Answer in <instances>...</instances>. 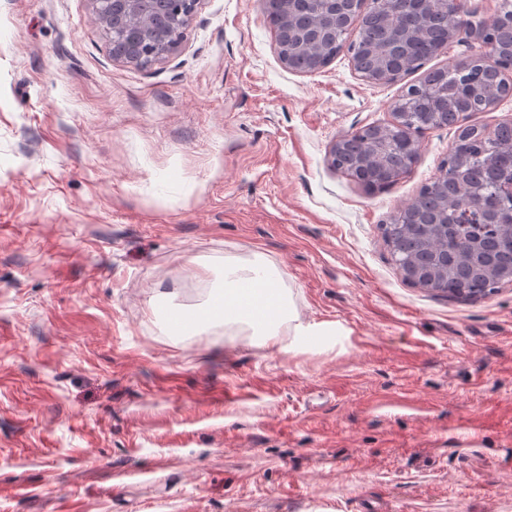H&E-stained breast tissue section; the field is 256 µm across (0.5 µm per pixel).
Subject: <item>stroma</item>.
Masks as SVG:
<instances>
[{"label":"stroma","mask_w":512,"mask_h":512,"mask_svg":"<svg viewBox=\"0 0 512 512\" xmlns=\"http://www.w3.org/2000/svg\"><path fill=\"white\" fill-rule=\"evenodd\" d=\"M89 0H0V512H512V283L407 282L381 227L456 127L369 191L326 161L416 75L283 67L261 0L113 60ZM264 253L327 335L174 333Z\"/></svg>","instance_id":"obj_1"}]
</instances>
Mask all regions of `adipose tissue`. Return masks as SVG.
<instances>
[{"label": "adipose tissue", "mask_w": 512, "mask_h": 512, "mask_svg": "<svg viewBox=\"0 0 512 512\" xmlns=\"http://www.w3.org/2000/svg\"><path fill=\"white\" fill-rule=\"evenodd\" d=\"M215 320L238 326L273 347L285 332L298 340L322 333L319 325L300 319L284 286L283 271L258 252L245 260L225 259L222 294L195 325L201 329Z\"/></svg>", "instance_id": "ef3b65f1"}]
</instances>
